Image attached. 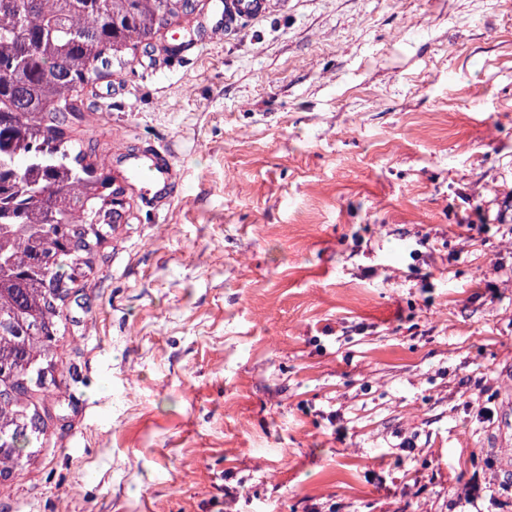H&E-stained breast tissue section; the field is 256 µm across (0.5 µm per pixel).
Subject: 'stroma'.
Instances as JSON below:
<instances>
[{
	"label": "stroma",
	"mask_w": 512,
	"mask_h": 512,
	"mask_svg": "<svg viewBox=\"0 0 512 512\" xmlns=\"http://www.w3.org/2000/svg\"><path fill=\"white\" fill-rule=\"evenodd\" d=\"M221 19L199 0L81 96L123 205L66 303L69 418L0 512H459L474 483L512 512V0ZM136 168L147 169L153 179L154 187L169 194L176 183V172L170 154L166 150H156L144 161L135 165Z\"/></svg>",
	"instance_id": "obj_1"
}]
</instances>
